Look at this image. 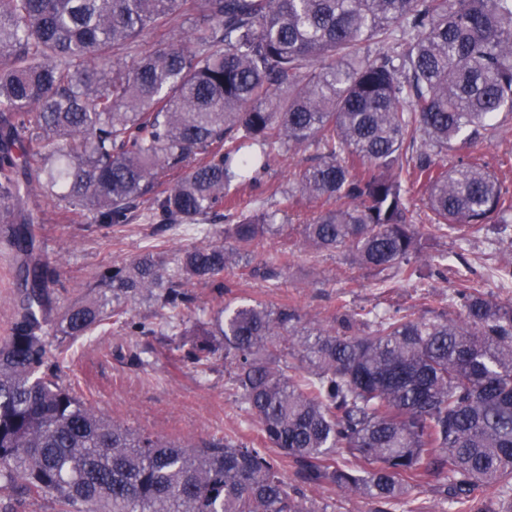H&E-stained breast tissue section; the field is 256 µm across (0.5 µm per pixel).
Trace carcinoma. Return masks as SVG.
<instances>
[{
    "instance_id": "1",
    "label": "carcinoma",
    "mask_w": 512,
    "mask_h": 512,
    "mask_svg": "<svg viewBox=\"0 0 512 512\" xmlns=\"http://www.w3.org/2000/svg\"><path fill=\"white\" fill-rule=\"evenodd\" d=\"M180 15L186 38L121 56ZM386 48L372 55L371 46ZM0 224L32 248L25 201L39 186L69 212L118 231L143 208L159 224L223 216L232 187L254 183L284 148L314 164L279 208L228 214L222 244L168 268L143 254L99 274L53 316V270L25 269L17 317L0 342V512L49 498L56 512H318L304 482L427 512L412 492L437 480L450 512L512 484V300L460 285L454 317L336 307L298 336L289 304L228 303L185 319L193 282L219 279L283 235L277 215L299 194L322 202L300 238L352 264L407 280L422 239L461 242L512 224L483 162L433 156L494 137L512 115V0H0ZM416 149L404 165V150ZM419 187L430 223L412 222ZM288 249L248 275L274 280ZM149 300L177 329L172 355L202 372L224 357L226 390L276 451L224 436L186 441L111 419L56 373L59 345L112 322L155 334L129 305Z\"/></svg>"
}]
</instances>
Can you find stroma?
<instances>
[{
    "label": "stroma",
    "mask_w": 512,
    "mask_h": 512,
    "mask_svg": "<svg viewBox=\"0 0 512 512\" xmlns=\"http://www.w3.org/2000/svg\"><path fill=\"white\" fill-rule=\"evenodd\" d=\"M472 153L483 158L512 197V116L505 118L495 139L473 147ZM315 155L311 146L282 150L262 174L260 185L241 188L237 203L268 202L272 190L287 186L296 173L313 164ZM31 204L43 218L34 227L40 257L59 272L49 288L50 306L56 313L84 297L97 274L114 264L130 262L147 251L164 252L172 260L182 249L224 240L221 218L157 224L138 210L124 232L107 235L66 218L47 197L35 196ZM427 248L430 254L444 257L446 279H397L381 287L370 273L353 266L346 253L313 254L299 246L276 287L245 276L238 268L226 274L224 281L233 297L295 305L305 326L323 322L341 303L354 310L379 311L393 305L429 317L447 310L448 295L463 279L495 298L512 299V278L501 274L502 267L512 262V227L506 233L492 230L467 242L437 231ZM60 376L90 405L147 431L195 440L230 436L257 447L262 444L255 422L224 390L223 360L198 373L191 364L170 356L163 336H124L109 329L80 339L61 362ZM284 474L290 483L303 486L308 498L326 512H376L378 508L365 499L304 485L296 465H285Z\"/></svg>",
    "instance_id": "1"
}]
</instances>
